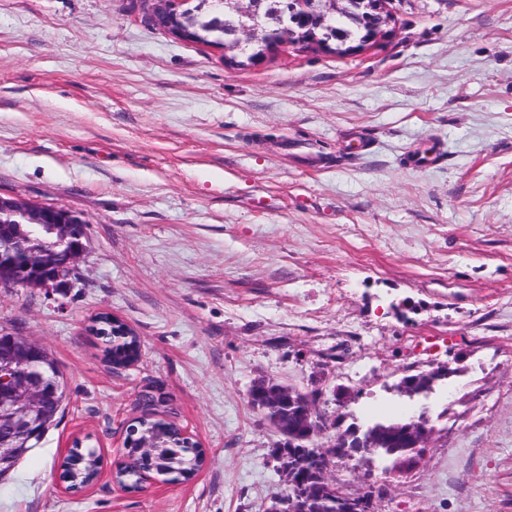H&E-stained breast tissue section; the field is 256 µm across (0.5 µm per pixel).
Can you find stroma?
<instances>
[{
    "label": "stroma",
    "instance_id": "1",
    "mask_svg": "<svg viewBox=\"0 0 512 512\" xmlns=\"http://www.w3.org/2000/svg\"><path fill=\"white\" fill-rule=\"evenodd\" d=\"M393 5L364 52L232 69L142 0H0V195L87 233L71 287L0 288V335L40 343L66 390L0 512H263L285 486L261 376L322 389L341 431L428 406L423 460L376 476L384 512H512V0ZM102 312L139 337L134 366L88 333ZM145 393L205 462L125 491ZM76 437L102 475L71 494ZM146 17L156 27L173 35L176 39L195 43L196 37L190 28H184L176 23L177 10L175 0H143Z\"/></svg>",
    "mask_w": 512,
    "mask_h": 512
}]
</instances>
